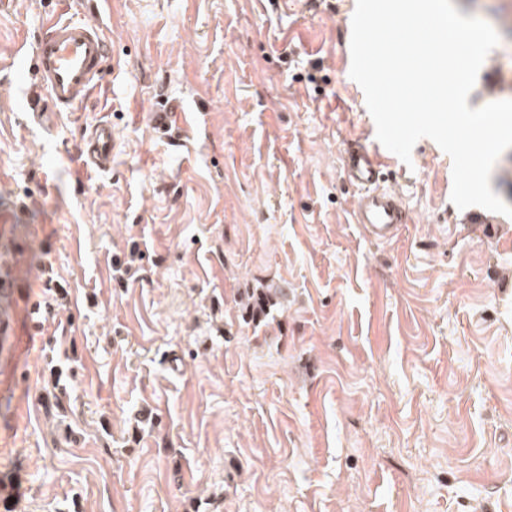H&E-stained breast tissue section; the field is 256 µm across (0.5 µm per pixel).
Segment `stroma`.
Here are the masks:
<instances>
[{
	"label": "stroma",
	"mask_w": 512,
	"mask_h": 512,
	"mask_svg": "<svg viewBox=\"0 0 512 512\" xmlns=\"http://www.w3.org/2000/svg\"><path fill=\"white\" fill-rule=\"evenodd\" d=\"M110 2L112 79L47 129L15 50L82 0L0 12V512H512V218L423 138L363 236L356 0ZM452 3L501 36L471 107L512 99V0ZM114 147L111 124H98L92 129L83 150V168L90 172L105 171L112 163ZM384 168L381 152L367 145H351L343 158L345 180L359 191L354 222L376 243L390 241L409 222L401 197L383 185Z\"/></svg>",
	"instance_id": "35a3bbf8"
}]
</instances>
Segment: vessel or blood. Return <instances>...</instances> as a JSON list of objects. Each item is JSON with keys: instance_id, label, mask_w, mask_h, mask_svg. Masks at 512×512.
<instances>
[{"instance_id": "obj_1", "label": "vessel or blood", "mask_w": 512, "mask_h": 512, "mask_svg": "<svg viewBox=\"0 0 512 512\" xmlns=\"http://www.w3.org/2000/svg\"><path fill=\"white\" fill-rule=\"evenodd\" d=\"M107 4L108 0H85L89 19L54 18L46 23L29 53L40 90L39 97L29 100L33 118L47 110L74 111L104 83L112 61L103 35ZM113 147L111 124L95 125L83 151L84 170H106ZM384 168L381 152L366 145H351L343 158L345 180L358 191L354 221L376 243L390 241L409 221L401 197L384 185Z\"/></svg>"}]
</instances>
